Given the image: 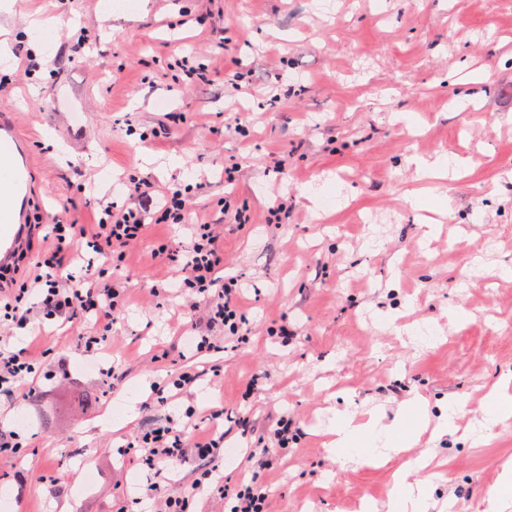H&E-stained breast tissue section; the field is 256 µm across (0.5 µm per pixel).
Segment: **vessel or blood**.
<instances>
[{"label": "vessel or blood", "instance_id": "1", "mask_svg": "<svg viewBox=\"0 0 512 512\" xmlns=\"http://www.w3.org/2000/svg\"><path fill=\"white\" fill-rule=\"evenodd\" d=\"M31 159L18 135L14 116L0 113V264L11 262L26 237L31 195Z\"/></svg>", "mask_w": 512, "mask_h": 512}]
</instances>
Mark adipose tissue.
I'll list each match as a JSON object with an SVG mask.
<instances>
[{
  "label": "adipose tissue",
  "mask_w": 512,
  "mask_h": 512,
  "mask_svg": "<svg viewBox=\"0 0 512 512\" xmlns=\"http://www.w3.org/2000/svg\"><path fill=\"white\" fill-rule=\"evenodd\" d=\"M460 412L459 403L452 399L437 416H430L427 403L418 396L410 399L407 407L387 425L374 413L359 419L337 411L325 428L331 437L328 450L338 457L368 464L401 458L406 449L419 442L426 430H434L439 436L455 434L459 429ZM425 466L420 458L403 461L395 473L388 512H434L437 503L431 480L422 475Z\"/></svg>",
  "instance_id": "ef3b65f1"
}]
</instances>
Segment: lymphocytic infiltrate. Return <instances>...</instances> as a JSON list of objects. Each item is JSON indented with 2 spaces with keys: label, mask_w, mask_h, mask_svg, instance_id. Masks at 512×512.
<instances>
[{
  "label": "lymphocytic infiltrate",
  "mask_w": 512,
  "mask_h": 512,
  "mask_svg": "<svg viewBox=\"0 0 512 512\" xmlns=\"http://www.w3.org/2000/svg\"><path fill=\"white\" fill-rule=\"evenodd\" d=\"M152 189L148 180L130 181L129 205L120 208L110 202L100 203L92 226L74 224L64 218L52 224L46 246L29 266L23 280L11 283L9 293L0 294V328L9 331L25 328L35 310L48 320L62 318L74 322L89 318L93 328L80 336V347L86 353L99 350L107 343L112 321L125 304V282L120 277L101 281L99 271L90 266L86 269L83 284L69 288L61 281L63 269L78 258L82 247H91L108 256L113 247L140 243L150 225L188 222L192 225L188 243L174 247L162 240L152 254L156 259L178 267L182 287L208 302L210 320L212 324L223 326L225 337L237 336L245 323L243 289L237 279L225 281L218 277L224 268L223 235L216 224L205 218L189 222L191 198L181 189L168 190L159 208L151 209L147 202ZM32 295L38 302L31 308L27 300ZM196 416V410L186 409L184 420L167 418L165 423L147 428L137 442L129 444V453H140L142 462L152 470L170 461L193 458L201 463L190 491L172 495L152 483L147 485L143 496L134 497V504L149 499L153 502L151 512H189L194 494L205 491L215 499H232L230 512H269L267 477L279 468V451L289 444L292 422L288 416L277 419L272 443L262 444L260 451L253 454L250 483L233 488L216 476L219 440L213 433L190 427V420Z\"/></svg>",
  "instance_id": "f902f5d3"
}]
</instances>
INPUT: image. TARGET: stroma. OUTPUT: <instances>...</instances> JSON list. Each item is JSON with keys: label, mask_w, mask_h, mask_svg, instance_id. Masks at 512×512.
Listing matches in <instances>:
<instances>
[{"label": "stroma", "mask_w": 512, "mask_h": 512, "mask_svg": "<svg viewBox=\"0 0 512 512\" xmlns=\"http://www.w3.org/2000/svg\"><path fill=\"white\" fill-rule=\"evenodd\" d=\"M4 2L0 29L17 53L33 14L50 21L31 78L19 56L0 66V113H14L31 154L27 262L64 206L90 223L100 200L125 203L134 175L160 192L191 187L195 210L224 233L223 277L248 289L244 336L231 348L207 305L186 309L175 270L151 255L156 239L188 242L187 225H160L123 266L98 257L126 276L129 303L97 355L77 345L85 323L34 319L9 340L12 351L31 347L39 377L35 395H0V431L24 441L0 456V512H128L155 475L121 447L190 407L248 414L261 433L293 417L301 439L268 477L271 512H357L364 499L386 501L400 462L342 464L314 432L320 411L376 407L388 424L419 395L432 406L460 399L462 425L479 419L485 391L512 373V279L499 276L512 267V0H332L327 12L315 0H13L8 13ZM191 53L217 69L212 83L188 85L168 69ZM238 71L251 72L250 90H231ZM248 114L244 137L234 120ZM440 154L463 160L460 173L419 190L407 158ZM173 157L182 168L168 167ZM311 185L327 203L320 219ZM280 197L288 221L268 223ZM227 202L249 204L251 223H226ZM426 218L442 230L423 246ZM408 298L402 324L438 322L444 342L421 346L374 321ZM455 307L467 318L453 325ZM282 323L287 337L267 335ZM196 330L216 351L194 356ZM194 364L223 372L102 429L131 392L148 398L140 379ZM226 445L225 481L248 480L254 439L233 433ZM428 450L452 460L435 499L483 512L512 457V426L478 447L425 435L411 454Z\"/></svg>", "instance_id": "obj_1"}]
</instances>
